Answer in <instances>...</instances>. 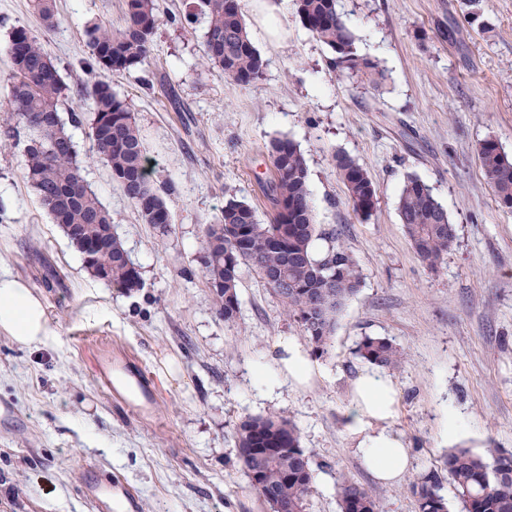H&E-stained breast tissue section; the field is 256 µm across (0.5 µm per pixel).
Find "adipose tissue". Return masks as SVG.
<instances>
[{
  "label": "adipose tissue",
  "instance_id": "ef3b65f1",
  "mask_svg": "<svg viewBox=\"0 0 512 512\" xmlns=\"http://www.w3.org/2000/svg\"><path fill=\"white\" fill-rule=\"evenodd\" d=\"M0 331L23 346L42 343L49 335L48 319L40 298L22 281L0 276ZM282 357L277 370L258 369L260 385L273 387L282 380L303 384L313 368L300 347L280 342ZM395 390L385 371L366 369L357 378L352 403L345 414L347 431L356 438L363 467L385 483L399 481L410 464L405 441L387 426L395 413Z\"/></svg>",
  "mask_w": 512,
  "mask_h": 512
}]
</instances>
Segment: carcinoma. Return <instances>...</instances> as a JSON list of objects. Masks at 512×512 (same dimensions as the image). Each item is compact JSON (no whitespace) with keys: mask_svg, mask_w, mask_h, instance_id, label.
<instances>
[{"mask_svg":"<svg viewBox=\"0 0 512 512\" xmlns=\"http://www.w3.org/2000/svg\"><path fill=\"white\" fill-rule=\"evenodd\" d=\"M336 2L296 0L297 14L303 26L331 49L333 70L362 76L373 86L382 84L384 70L377 61L357 53L355 37ZM195 8L208 17L203 63L234 85L258 86L267 63L249 37L240 0H195ZM34 9L45 28L52 30L55 0H34ZM161 23L157 0H125L121 28L114 30L101 22L86 31L90 56L84 70L120 74L151 65L153 38ZM4 51L10 61L4 108L16 123L7 137L15 141L24 134L27 184L62 231L101 241L90 259L79 243H73L91 276L126 294L138 291L142 283L133 261L124 258L126 250L112 236V214L85 184L81 161L58 112L59 102L71 96V88L41 42L24 27L13 29ZM83 98L90 100L87 126L93 158L106 164L144 223L167 233L172 215L164 194L171 188L161 189L152 179L144 139L128 104L105 81L84 89ZM267 151L272 169L264 193L274 212L272 222L261 223L251 204L228 200L215 221L204 227L199 262L224 321L235 320L239 313L232 302L239 301L245 266L270 286L285 315L299 324L321 356L328 352L338 314L361 286V269L338 235L316 224L308 170L298 145L280 137L270 141ZM478 156L499 206L512 210V159L493 137L479 143ZM333 160L353 212L371 215L378 188L367 169L344 152L335 153ZM398 215L418 255L430 268H437L455 240L456 228L429 186L416 176L404 183ZM317 239L328 241L318 255L313 252ZM267 271L278 272L288 285L266 280ZM354 354L390 370L401 364L404 352L386 337L364 336ZM234 451L249 481L258 482L255 491L268 507L279 503L288 512H306L313 469L294 424L277 415L248 417L236 429ZM446 483L453 487L463 512H512V453L499 448H487L482 454L467 448L448 450L441 467L413 482L417 512H449L442 494ZM336 497L340 512H380L379 501L347 477L338 480Z\"/></svg>","mask_w":512,"mask_h":512,"instance_id":"obj_1","label":"carcinoma"}]
</instances>
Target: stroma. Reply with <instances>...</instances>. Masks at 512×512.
<instances>
[{"label": "stroma", "mask_w": 512, "mask_h": 512, "mask_svg": "<svg viewBox=\"0 0 512 512\" xmlns=\"http://www.w3.org/2000/svg\"><path fill=\"white\" fill-rule=\"evenodd\" d=\"M124 0H55L45 31L30 0H0V101L8 93L3 48L18 26L40 39L70 86L88 82L85 29L123 24ZM248 33L267 61L258 87L231 85L202 67L206 15L159 27L147 72L107 75L129 104L158 185L173 186V223H144L99 162L81 176L112 214L142 287L127 295L93 278L23 176L22 148L0 149V274L41 297L51 335L27 347L0 332V402L17 416L0 423V512H92L81 490L120 474L141 512H266L237 463L234 435L249 417L281 415L300 432L314 465L308 512H339L336 482L347 476L382 512H415L412 483L451 447L512 452V211L502 209L477 149L496 138L512 157V0H338L360 55L386 73L378 87L341 78L330 49L281 15L280 41L243 0ZM448 38H441V29ZM292 139L308 167L316 221L338 233L362 269L327 354L243 269L240 313L225 322L198 262L203 230L228 199L252 204L261 222L267 146ZM363 164L378 188L369 217L357 216L332 157ZM425 182L456 227L438 269L416 253L397 203L407 176ZM385 336L405 351L388 376L397 392L391 429L411 450L402 479L366 471L345 427L356 378L354 349ZM308 353V383L265 394L259 367L274 369L281 339ZM155 394L151 413L133 412L97 377L98 353ZM455 415L460 434L443 424Z\"/></svg>", "instance_id": "stroma-1"}]
</instances>
